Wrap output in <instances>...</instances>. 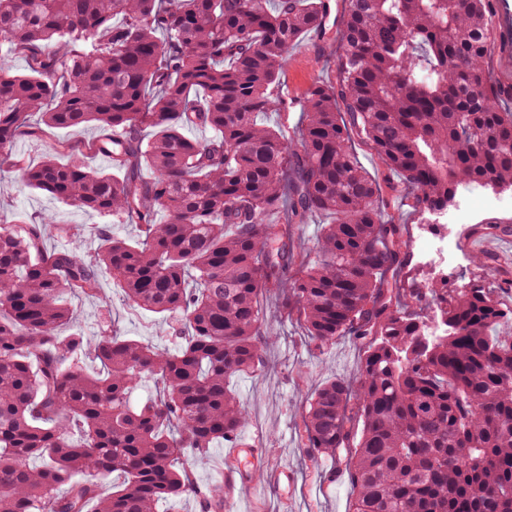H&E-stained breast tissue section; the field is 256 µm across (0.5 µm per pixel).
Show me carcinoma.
<instances>
[{
  "label": "carcinoma",
  "mask_w": 512,
  "mask_h": 512,
  "mask_svg": "<svg viewBox=\"0 0 512 512\" xmlns=\"http://www.w3.org/2000/svg\"><path fill=\"white\" fill-rule=\"evenodd\" d=\"M343 2L336 79L304 93L294 140L257 116L288 107L289 56L323 32L331 0H0V45L27 62L23 74L0 63V161L32 190L142 228L133 242L103 233L85 255L67 227L74 248L45 250L49 215L0 226V512H156L187 495L224 505V485L200 489L184 459L242 442L249 415L226 380L276 340L260 302L270 291L316 344L362 348L356 381L325 383L303 415L312 455L349 449L352 512H512L509 272L476 254L496 285L385 278L407 263L408 227L349 147L359 138L399 173L391 189L419 215L471 186L512 190V108L500 107L512 82L486 67L493 0ZM87 125L101 135L58 144L65 163L11 157L21 136ZM90 153L122 177L88 166ZM283 206L287 221H268ZM315 212L333 222L293 278ZM104 275L159 315L174 348L116 330L62 335V296L106 301ZM437 316L445 331L429 336ZM148 378L159 397L133 405Z\"/></svg>",
  "instance_id": "cac0c4a2"
}]
</instances>
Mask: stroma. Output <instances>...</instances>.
<instances>
[{
    "label": "stroma",
    "mask_w": 512,
    "mask_h": 512,
    "mask_svg": "<svg viewBox=\"0 0 512 512\" xmlns=\"http://www.w3.org/2000/svg\"><path fill=\"white\" fill-rule=\"evenodd\" d=\"M336 43L335 30L322 36L304 37L288 61V69L281 93L297 99L315 82L329 83L336 79V57L331 51ZM99 135L97 129L56 128L48 130L44 138H21L13 148L14 155L24 163H38L50 151L51 144L66 141H92ZM352 150L359 164L374 176L381 188L386 209L391 218L409 227L410 242H417L421 233L420 218L411 214L402 200L392 196L389 187L399 177L389 174L381 160L362 142H354ZM38 214L54 215L47 225L44 247L57 251L69 246L70 239L61 233V226H74L81 232L85 252H94L99 244L97 230L107 227L113 236L135 239L139 227L112 216H103L66 206L53 197L21 185L10 172H0V225L26 221ZM485 214L465 218L453 228L456 257L443 271L450 286L459 287L482 271L472 261L476 253L477 237L470 230L477 222L485 221ZM103 298L66 295L65 301L74 312L77 332L86 337H100L118 330L121 334L170 347L167 337L157 335L158 318L150 312L136 310L128 304L120 285L110 277L101 280ZM109 299V307H102V299ZM267 312L274 316L278 333L276 343L267 348L260 366L252 373L230 379L240 403L250 415L245 437L266 448L272 461L284 462L294 471L295 494L284 512H350L351 488L347 478H333L331 471L339 465L337 456H313L303 445V413L311 394L331 378H352L358 369L361 346L348 337L334 344L319 347L306 335L297 313H284L277 293L263 294Z\"/></svg>",
    "instance_id": "obj_1"
}]
</instances>
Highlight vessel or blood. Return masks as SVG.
I'll return each mask as SVG.
<instances>
[{"mask_svg":"<svg viewBox=\"0 0 512 512\" xmlns=\"http://www.w3.org/2000/svg\"><path fill=\"white\" fill-rule=\"evenodd\" d=\"M262 472L266 483L278 491L281 500H288L293 490V475L287 465L268 461L264 449L251 443H243L230 449L224 470V492L226 499L249 490L255 472Z\"/></svg>","mask_w":512,"mask_h":512,"instance_id":"b4317fda","label":"vessel or blood"}]
</instances>
